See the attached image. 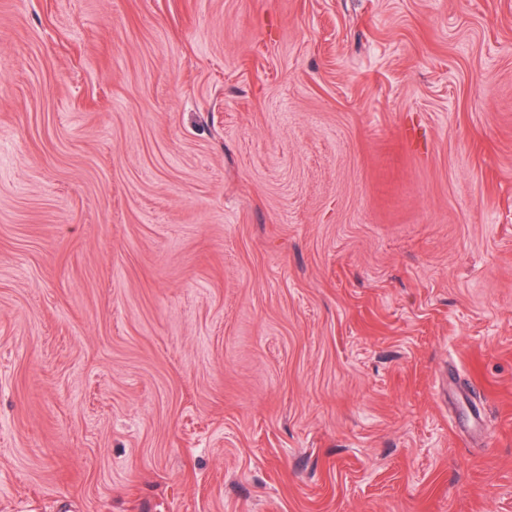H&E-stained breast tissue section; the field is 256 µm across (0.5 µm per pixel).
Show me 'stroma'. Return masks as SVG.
Wrapping results in <instances>:
<instances>
[{
	"label": "stroma",
	"mask_w": 512,
	"mask_h": 512,
	"mask_svg": "<svg viewBox=\"0 0 512 512\" xmlns=\"http://www.w3.org/2000/svg\"><path fill=\"white\" fill-rule=\"evenodd\" d=\"M0 512H512V0H0Z\"/></svg>",
	"instance_id": "stroma-1"
}]
</instances>
